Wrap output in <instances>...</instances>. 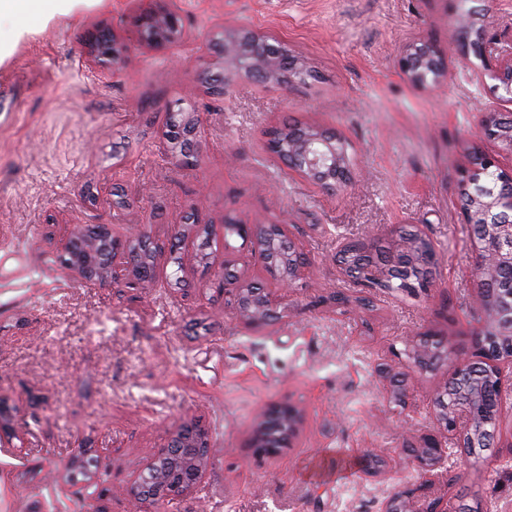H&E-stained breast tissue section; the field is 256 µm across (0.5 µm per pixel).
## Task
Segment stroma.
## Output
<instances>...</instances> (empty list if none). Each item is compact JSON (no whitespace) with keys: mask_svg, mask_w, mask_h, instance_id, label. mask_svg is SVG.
<instances>
[{"mask_svg":"<svg viewBox=\"0 0 512 512\" xmlns=\"http://www.w3.org/2000/svg\"><path fill=\"white\" fill-rule=\"evenodd\" d=\"M153 0H101L69 18L35 25L0 65V395L16 407L24 454L0 446V512H136L122 493L183 420L209 431L202 484L160 512H382L419 473L403 452L433 428L440 378L413 373L410 405L387 402L376 366L432 329L471 349L480 309L476 249L459 210L466 144L512 169V152L478 139L483 108L498 104L480 64L458 62L451 25L458 0H169L184 38L170 49L132 48L123 67L86 62L88 30L134 36ZM244 28L288 45L316 77L290 88L234 79L213 95L216 43ZM429 37L448 52L442 87L413 86L400 48ZM200 117L198 169L158 148L171 112ZM336 132L358 178L349 193L322 191L268 153L266 133L286 121ZM128 204L112 205L113 190ZM274 220L310 253L309 273L286 293L277 321L253 326L217 299L219 279L186 265L182 289L160 263L156 286L86 287L57 240L68 223L108 224L117 236L145 229L167 244L198 215L213 227L210 251L233 246L262 280L249 248L225 238V213ZM57 217L54 225L47 216ZM414 225L438 256L421 296L378 293L370 309L337 310L351 292L336 273L339 239ZM304 413L291 448L256 459L249 446L262 407ZM384 465L367 474L363 454ZM471 506L512 512V454L452 456ZM100 479L104 499L78 497L74 479Z\"/></svg>","mask_w":512,"mask_h":512,"instance_id":"obj_1","label":"stroma"}]
</instances>
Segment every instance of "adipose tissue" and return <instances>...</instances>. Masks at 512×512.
<instances>
[{"label":"adipose tissue","instance_id":"obj_1","mask_svg":"<svg viewBox=\"0 0 512 512\" xmlns=\"http://www.w3.org/2000/svg\"><path fill=\"white\" fill-rule=\"evenodd\" d=\"M98 0H0V30L9 29L8 40L0 39V64L9 59L16 46L27 38L31 19L47 24L58 18L72 16L81 8L97 4Z\"/></svg>","mask_w":512,"mask_h":512}]
</instances>
